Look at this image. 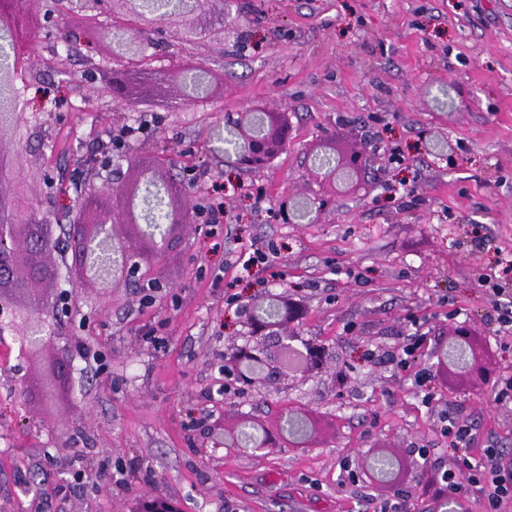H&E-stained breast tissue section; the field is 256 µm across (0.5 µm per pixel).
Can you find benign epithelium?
Instances as JSON below:
<instances>
[{
  "label": "benign epithelium",
  "instance_id": "obj_1",
  "mask_svg": "<svg viewBox=\"0 0 512 512\" xmlns=\"http://www.w3.org/2000/svg\"><path fill=\"white\" fill-rule=\"evenodd\" d=\"M130 13L156 23H166L174 18L198 15L205 8L204 0H180L176 5L161 7L156 0H126ZM72 13L77 18L76 28L84 41H99L104 44L107 54L134 57L139 53L140 44L126 34H108L96 28L91 9L80 2ZM0 27L14 34V46L28 41L27 13L22 0H0ZM224 122L231 127L246 150L238 159L240 168L259 171L267 166L271 158L288 148V122L273 118L263 108L247 112H227ZM24 123L23 113L0 114V316L5 315L9 326L20 336L25 349L38 353L54 337L52 318L67 310V295L55 296L36 293V286L56 280L57 269L53 257L59 243L46 236L42 226L44 220L18 223V215L33 210V204L26 203L18 195L6 194L3 186L17 179L14 157L4 152L1 143L16 133ZM366 168V153L354 155L340 153L330 143L321 145L308 155V172L318 190L307 198L310 223L318 222L324 211L336 201V190L345 188L359 179ZM163 187L162 206L167 224L160 238L145 233L141 224L147 220V211H136L133 202L145 200L144 190L148 185ZM115 192L106 197L100 192L87 194L83 199V221L69 225L65 237V256L72 287L81 288L89 282L98 289L108 292L118 284L139 280L142 261L146 257L158 258L172 248L179 240L181 228L187 223L188 207L185 203V181L175 179L166 170L154 169L142 172L132 182L118 176L113 182ZM123 214L119 223L112 222V208ZM275 217L284 224H294L301 218L297 201L283 195L278 201ZM136 238L142 245L139 252L130 248L129 240ZM43 301L51 307L52 317L39 315L33 303ZM274 317L263 321L251 317L256 335L261 340L272 341L277 346L287 347L294 340V334L286 326L299 317V309L292 302L280 298L275 300ZM249 354L259 367L246 369L241 353H236L233 365L235 374L245 380V386L253 387L261 381L275 379L288 372L278 360V351L267 347H251ZM307 363L293 369L295 374H309L322 369L325 348L308 343L305 345ZM459 376L473 380H484L489 369L478 354L470 330L457 326L448 334L440 347V362ZM49 380L53 386L65 385L71 378L72 361L66 350L61 349L49 368Z\"/></svg>",
  "mask_w": 512,
  "mask_h": 512
}]
</instances>
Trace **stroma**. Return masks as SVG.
Masks as SVG:
<instances>
[{
  "instance_id": "obj_1",
  "label": "stroma",
  "mask_w": 512,
  "mask_h": 512,
  "mask_svg": "<svg viewBox=\"0 0 512 512\" xmlns=\"http://www.w3.org/2000/svg\"><path fill=\"white\" fill-rule=\"evenodd\" d=\"M27 12L37 34L18 74L31 121L12 148L50 224L76 222L79 209L45 177L90 189L103 164L157 159L193 178V206L223 201L224 221L186 225L177 251L143 265L158 283L148 291L72 288L57 255L69 312L55 325L72 379L44 396L53 350L27 353L0 331V512H132L154 491L182 512H425L433 469L469 454L445 417L476 428V448L512 454V398L496 399L493 384L512 369V326L481 284L512 254V0H211L199 39L178 20L159 34L139 21L151 35L144 66L82 41L67 57L68 5L29 0ZM197 65L215 85L202 105L173 107L176 84L146 79ZM115 70L137 106L107 96ZM253 107L290 124L288 149L255 173L224 154L225 113ZM137 118L141 136L111 151ZM325 128L340 150L367 148L368 173L319 223H277L280 195L311 189L306 160ZM259 254L268 263L243 271ZM277 297L302 308L296 339L325 345L329 365L241 389L224 366L256 343L243 310ZM457 321L471 325L492 383L435 373ZM413 342L416 367L434 371L427 402L416 367L399 363ZM286 407L313 416L312 443L222 447L210 436L217 425L276 429ZM379 447L405 459L423 448L427 461L391 485L354 478L352 464Z\"/></svg>"
}]
</instances>
